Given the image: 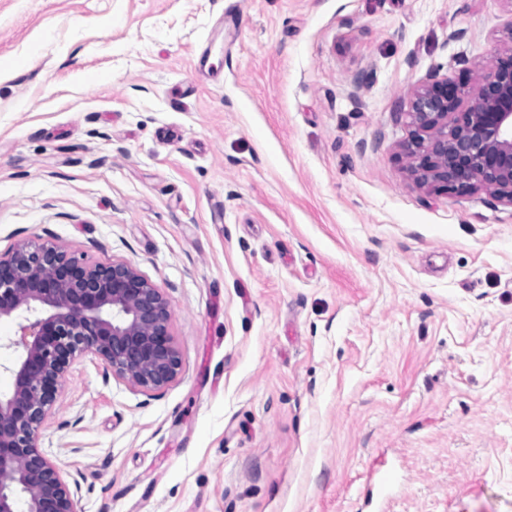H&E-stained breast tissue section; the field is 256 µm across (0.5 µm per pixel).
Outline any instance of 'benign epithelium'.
<instances>
[{"mask_svg": "<svg viewBox=\"0 0 512 512\" xmlns=\"http://www.w3.org/2000/svg\"><path fill=\"white\" fill-rule=\"evenodd\" d=\"M473 84L432 75L409 101L402 155L415 180L459 196L484 189L512 206V48L478 64ZM36 314L13 342L11 393L0 396V512H76L75 493L37 446L62 381L80 357L145 390L166 387L181 361L167 298L129 263L92 264L51 242L0 258V316Z\"/></svg>", "mask_w": 512, "mask_h": 512, "instance_id": "1", "label": "benign epithelium"}]
</instances>
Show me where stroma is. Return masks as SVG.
Listing matches in <instances>:
<instances>
[{
    "instance_id": "stroma-1",
    "label": "stroma",
    "mask_w": 512,
    "mask_h": 512,
    "mask_svg": "<svg viewBox=\"0 0 512 512\" xmlns=\"http://www.w3.org/2000/svg\"><path fill=\"white\" fill-rule=\"evenodd\" d=\"M512 0H0V255L169 300L177 378L94 356L37 445L78 512H512V206L418 187L431 74ZM32 314L0 317V395Z\"/></svg>"
}]
</instances>
